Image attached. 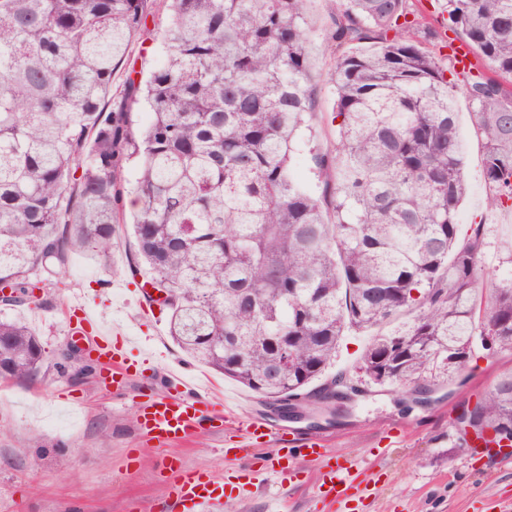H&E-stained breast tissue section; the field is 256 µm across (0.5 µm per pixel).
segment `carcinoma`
<instances>
[{
	"label": "carcinoma",
	"mask_w": 512,
	"mask_h": 512,
	"mask_svg": "<svg viewBox=\"0 0 512 512\" xmlns=\"http://www.w3.org/2000/svg\"><path fill=\"white\" fill-rule=\"evenodd\" d=\"M303 2L170 0L163 63L114 103L147 0H0L1 307L26 304L32 276L74 251L109 260L131 194L136 258L166 292L173 341L271 403L345 377L319 382L350 332L368 334L350 384L407 392L512 348V275L483 287V225L460 235L453 102L464 85L489 207L508 209L512 0L443 9L489 74L444 65L449 43L409 0H336L332 40L349 50L327 77L336 145L309 150L317 195L290 167L315 103ZM453 348L464 361L449 362ZM43 365L40 338L0 319V377L31 381ZM472 417L512 437V372Z\"/></svg>",
	"instance_id": "cac0c4a2"
}]
</instances>
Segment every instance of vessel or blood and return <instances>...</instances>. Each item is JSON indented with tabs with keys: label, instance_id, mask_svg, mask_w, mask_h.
<instances>
[{
	"label": "vessel or blood",
	"instance_id": "1",
	"mask_svg": "<svg viewBox=\"0 0 512 512\" xmlns=\"http://www.w3.org/2000/svg\"><path fill=\"white\" fill-rule=\"evenodd\" d=\"M76 310L82 317L79 328L93 333V349L103 373L111 377L113 388L126 386L138 369L157 363L158 356L149 346L134 348L122 340L119 328L105 330L96 327L95 317L77 300ZM246 401L235 396H216L199 390L190 377L177 365H170L166 374V387L148 400L139 402L138 423L151 439L166 445L186 442L202 432L222 433L229 429L249 442H276L281 454L271 458L254 457L245 466L241 476L246 484L263 482L271 478L286 480L290 457L299 455L318 469L319 487L331 498L346 496L354 483L350 467L333 462L316 436L297 438L290 436L287 427L272 424L266 415L247 412ZM224 495V484L204 470L176 466L166 490L171 512H214Z\"/></svg>",
	"mask_w": 512,
	"mask_h": 512
}]
</instances>
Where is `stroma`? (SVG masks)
<instances>
[{
  "label": "stroma",
  "instance_id": "35a3bbf8",
  "mask_svg": "<svg viewBox=\"0 0 512 512\" xmlns=\"http://www.w3.org/2000/svg\"><path fill=\"white\" fill-rule=\"evenodd\" d=\"M334 0H306L304 28L316 87L317 112L310 137L321 150L332 149L334 128L327 118L335 96L325 76L336 62L332 35ZM163 59L160 41L133 40L129 64L112 75L120 94L127 77L148 75ZM467 194L458 214L462 227L483 223L486 247L481 265L491 278L512 269V209L488 208L489 188L482 172V144L474 128V106L457 89ZM116 247L110 267L91 253L75 252L65 270L34 289L31 302L5 311V318L28 326L41 339L45 368L31 382L0 380V512H163L170 461L205 469L232 484L236 471L252 456L275 455L268 444H244L236 458L224 450L231 434L204 432L189 442L159 446L144 436L137 404L162 389L159 369L139 374L120 393L105 386L93 364L91 337L75 339L76 319L69 308L84 294L105 325L122 326L132 344L150 340L170 358L184 353L168 333V315L158 324L138 316L123 301V286L138 285L145 272H133L135 241L124 225L115 227ZM76 347L71 358L66 348ZM66 372H59L58 362ZM512 370V352L471 363L463 386L444 387L426 406L413 404L404 391L369 392L357 398L341 423L295 431H315L339 463L360 467L348 501L330 504L316 487L317 468L300 460L284 483L266 484L224 497L218 512H492L494 504L512 507V461L494 462L468 448L454 418L459 405L490 391L500 375Z\"/></svg>",
  "mask_w": 512,
  "mask_h": 512
}]
</instances>
